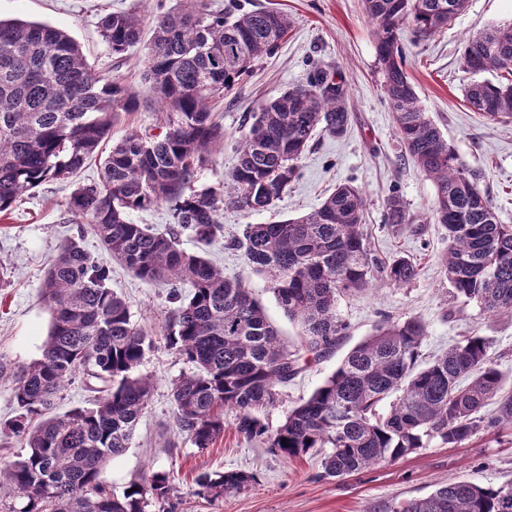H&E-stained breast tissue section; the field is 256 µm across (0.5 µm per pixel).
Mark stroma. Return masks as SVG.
I'll return each mask as SVG.
<instances>
[{"instance_id": "obj_1", "label": "stroma", "mask_w": 512, "mask_h": 512, "mask_svg": "<svg viewBox=\"0 0 512 512\" xmlns=\"http://www.w3.org/2000/svg\"><path fill=\"white\" fill-rule=\"evenodd\" d=\"M244 9L261 7L288 16L291 28L274 55L256 62L252 72L232 91L213 103V115L224 129V143L197 170L193 189L216 188L237 162L236 148L247 131L251 112L288 87L306 83L314 65L335 67L347 85L350 122L346 133H316L299 162V176L275 205L264 212L225 207L222 235L208 256L229 280H240L261 301L283 341L299 348L300 328L278 305L266 281L250 270L242 252L229 246L246 225L267 224L316 208L341 183L358 186L366 199L365 230L371 257L384 265L405 256L419 274L411 284L390 285L375 274L363 293L338 300V311L349 334L332 356L307 359L287 384L278 388L274 406L262 414L276 429L288 410L306 400L336 369L346 353L377 322L389 317L419 318L427 336L422 360L447 350L464 336H484L500 372L512 379V314L487 315L473 305L449 298V284L440 269L448 246L447 232L430 217L436 196L434 182L405 154L396 135L392 109L383 90L378 66L375 23L362 0H210L212 9L228 10L232 2ZM179 0H0V17L41 22L65 30L82 47L99 72L121 76L126 89L142 99L138 111L121 114L112 127L113 140L128 133H158L164 115L143 78L145 48L126 59L112 56L103 42L98 20L107 11H130L151 39L155 17ZM512 22V0H468L453 22L430 37L416 36L412 27L401 33L406 72L421 106L441 129L460 160L481 174L480 188L496 206L501 223L512 224V122L491 123L464 100L472 76L461 67L465 41L492 25ZM72 187L49 182L22 195L8 215L0 216V355L17 367L40 359L51 312L42 294L47 269L61 242L76 231L68 209ZM398 195L412 219L396 231L385 222L386 200ZM86 248L110 270V288L127 303L135 323L155 336L154 348L138 368L151 378L153 389L137 425L132 445L107 463L104 477L115 491L152 472L174 475L171 502L176 512H381L389 504L430 493L439 483L469 480L478 484L512 482V434L481 435L456 447L437 443L392 463L342 478H322L319 460L289 461L265 446L239 436L232 412L224 414V435L201 451L179 432L172 382L189 366L166 345L164 334L171 305L168 290L134 278L94 236ZM245 471L255 482L244 490L208 499L198 493L196 477L203 472Z\"/></svg>"}]
</instances>
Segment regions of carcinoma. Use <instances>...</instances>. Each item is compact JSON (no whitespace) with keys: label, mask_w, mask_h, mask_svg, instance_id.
<instances>
[{"label":"carcinoma","mask_w":512,"mask_h":512,"mask_svg":"<svg viewBox=\"0 0 512 512\" xmlns=\"http://www.w3.org/2000/svg\"><path fill=\"white\" fill-rule=\"evenodd\" d=\"M468 0H363L376 24V52L396 134L417 166L434 181L431 218L448 231L441 270L453 297L490 315L512 310V225L500 223L478 175L462 163L419 104L406 72L400 32L409 24L428 37L462 13ZM141 19L126 11L101 15L98 27L112 54L122 57L142 40ZM288 16L266 9L232 15L209 0H185L154 21L146 76L159 109L161 133H132L101 150L112 124L140 107L120 78L104 80L65 31L39 22L0 19V214L28 190L66 180L91 161L100 178L78 185L68 208L76 235L59 249L45 278L51 311L41 359L16 368L0 356V380L12 382L15 416L0 432L19 440L25 454L0 465V512H151L172 491L166 472H153L115 494L106 464L131 447L153 384L136 375L153 334L135 324L125 301L109 287V270L84 246L93 234L112 257L148 284L186 283L173 291L166 339L191 370L172 384L176 423L200 450L224 435V411L237 433L258 439L285 459L315 456L323 478H338L389 463L433 441L458 446L485 432H512V387L493 365L491 341L465 336L421 367L427 335L417 318L386 319L355 345L306 401L269 430L261 413L277 401V387L301 371L300 355L281 344L249 288L224 279L201 252L179 248L190 232L207 243L222 232L224 205L250 212L272 208L297 173L316 129L341 136L349 122L347 89L324 86L331 68L314 70L252 113L238 144L229 186L194 190L191 183L210 153L224 143L211 102L249 75L254 63L278 49ZM462 66L471 73L512 75V24L467 40ZM465 100L495 123L512 120V83L476 81ZM166 202L175 224L155 232L129 220L130 212ZM365 198L339 185L313 211L269 224H249L231 246L242 251L280 306L302 326L304 350L318 359L335 353L347 324L338 299L369 286L374 263L362 224ZM386 221L401 230L412 222L392 195ZM390 283L418 276L409 258L383 267ZM99 383L93 406L49 414L78 375ZM494 409L489 414L483 410ZM254 476L243 471L203 473L200 493H237ZM386 512H512V483L459 480L437 486Z\"/></svg>","instance_id":"1"}]
</instances>
